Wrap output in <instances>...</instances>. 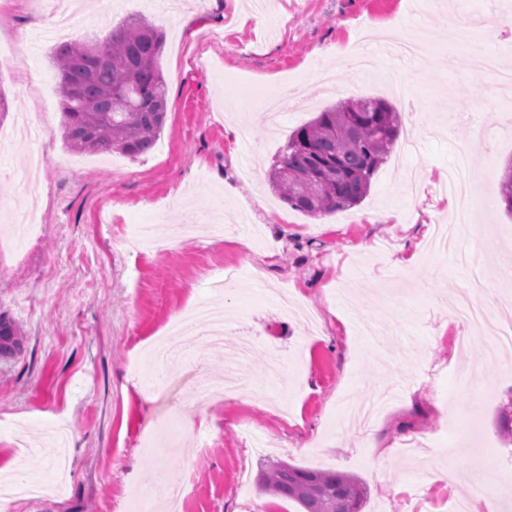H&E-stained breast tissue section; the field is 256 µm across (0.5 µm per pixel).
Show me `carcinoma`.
<instances>
[{
    "mask_svg": "<svg viewBox=\"0 0 512 512\" xmlns=\"http://www.w3.org/2000/svg\"><path fill=\"white\" fill-rule=\"evenodd\" d=\"M163 33L132 18L102 41L58 45L53 64L60 81L62 137L77 152L117 151L131 158L149 152L167 111L166 84L159 68ZM402 121L387 101L358 98L324 109L296 129L288 150L271 168L270 181L292 209L320 217L360 204L387 161ZM499 195L512 213V166ZM498 433L512 442V401L497 417ZM260 492L291 499L302 512H362L367 490L340 471L308 470L272 461L257 475Z\"/></svg>",
    "mask_w": 512,
    "mask_h": 512,
    "instance_id": "carcinoma-1",
    "label": "carcinoma"
}]
</instances>
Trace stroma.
I'll return each instance as SVG.
<instances>
[{
    "label": "stroma",
    "instance_id": "stroma-1",
    "mask_svg": "<svg viewBox=\"0 0 512 512\" xmlns=\"http://www.w3.org/2000/svg\"><path fill=\"white\" fill-rule=\"evenodd\" d=\"M58 0L0 10V316L14 343L0 352V477L41 484L9 512H123L161 477L192 469L185 512H301L239 485L257 474L248 444L273 438L272 459L358 476L363 512H409L413 485L435 512L449 498L486 512L480 492L512 485V446L497 432L512 398V354L448 316L471 275L499 283L512 267V214L496 202L479 221L499 242L466 237L428 256L452 205L438 184L462 157L485 188L512 162V137L481 135L497 111L495 77L473 71V48L512 56V0H92L73 38L101 40L142 18L166 35L160 68L167 116L153 151L76 154L61 137L53 27ZM379 97L402 117L366 198L310 217L276 196L268 172L318 112ZM241 130L234 137L227 123ZM43 168L29 180L34 150ZM236 188L224 193L225 184ZM40 230L10 228L22 197ZM398 211L383 224L376 215ZM154 224L163 244H136ZM238 272L223 293L208 282ZM262 266L263 280L250 276ZM222 306L224 347L188 343L170 379L145 384L169 318ZM252 342L245 386L207 400L225 348ZM456 467L466 479L439 486Z\"/></svg>",
    "mask_w": 512,
    "mask_h": 512
}]
</instances>
